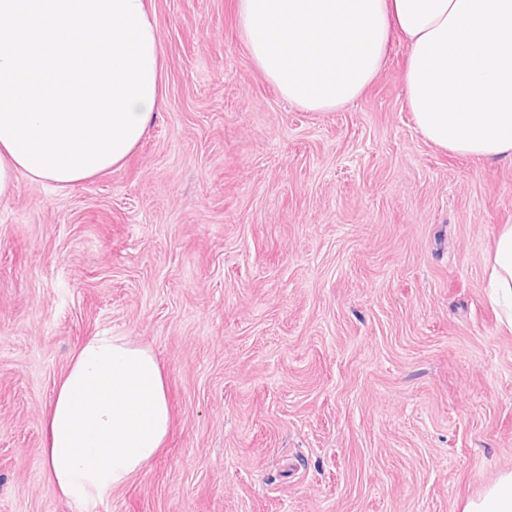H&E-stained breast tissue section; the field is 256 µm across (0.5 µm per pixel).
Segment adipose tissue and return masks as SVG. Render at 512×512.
<instances>
[{
	"label": "adipose tissue",
	"mask_w": 512,
	"mask_h": 512,
	"mask_svg": "<svg viewBox=\"0 0 512 512\" xmlns=\"http://www.w3.org/2000/svg\"><path fill=\"white\" fill-rule=\"evenodd\" d=\"M248 56L302 110L359 98L395 41L407 47V106L434 147L512 161V0H236ZM490 282L512 326V225ZM172 418L153 349L105 329L74 350L43 423L50 483L85 507L125 485L163 447Z\"/></svg>",
	"instance_id": "ef3b65f1"
}]
</instances>
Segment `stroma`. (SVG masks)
Listing matches in <instances>:
<instances>
[{
  "label": "stroma",
  "mask_w": 512,
  "mask_h": 512,
  "mask_svg": "<svg viewBox=\"0 0 512 512\" xmlns=\"http://www.w3.org/2000/svg\"><path fill=\"white\" fill-rule=\"evenodd\" d=\"M164 100L68 190L0 199V512L55 494L42 421L73 350L149 344L173 426L104 512H462L512 472V330L488 257L512 161L431 146L407 48L334 112L251 63L236 0H151Z\"/></svg>",
  "instance_id": "35a3bbf8"
}]
</instances>
